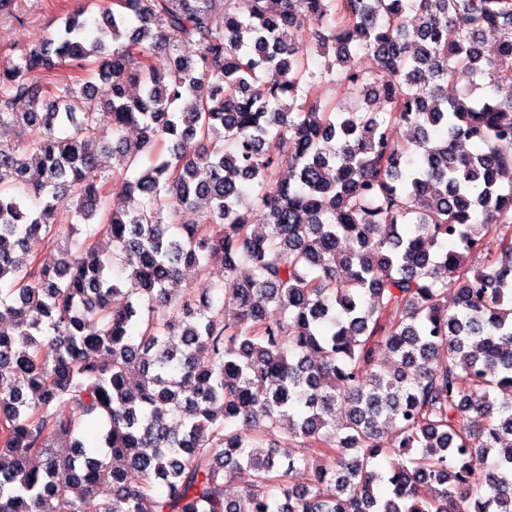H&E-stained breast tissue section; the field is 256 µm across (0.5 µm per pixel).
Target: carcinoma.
Returning a JSON list of instances; mask_svg holds the SVG:
<instances>
[{
	"label": "carcinoma",
	"mask_w": 512,
	"mask_h": 512,
	"mask_svg": "<svg viewBox=\"0 0 512 512\" xmlns=\"http://www.w3.org/2000/svg\"><path fill=\"white\" fill-rule=\"evenodd\" d=\"M81 16L0 59V512H512V0Z\"/></svg>",
	"instance_id": "cac0c4a2"
}]
</instances>
